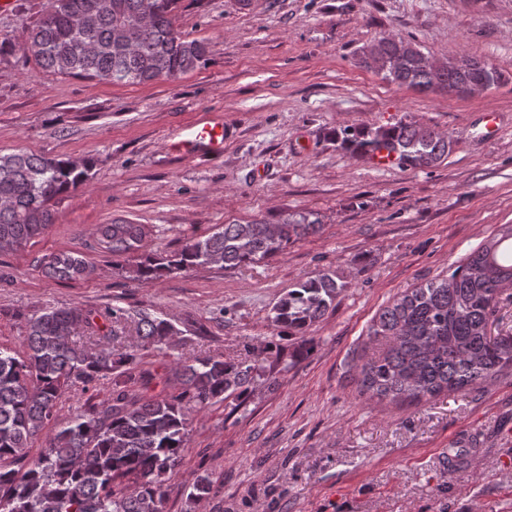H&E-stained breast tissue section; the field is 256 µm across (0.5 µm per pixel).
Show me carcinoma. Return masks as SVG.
I'll use <instances>...</instances> for the list:
<instances>
[{
    "label": "carcinoma",
    "instance_id": "cac0c4a2",
    "mask_svg": "<svg viewBox=\"0 0 512 512\" xmlns=\"http://www.w3.org/2000/svg\"><path fill=\"white\" fill-rule=\"evenodd\" d=\"M179 0H48L30 30L26 50L52 75L104 82L173 80L195 70L208 44L175 27ZM421 46L403 37L382 42L361 64L384 79L420 91H461L472 81L488 87L502 74L485 61L463 55L464 67L427 70ZM341 147L364 157L383 149L398 164L431 168L452 150L449 137L399 121L386 128L347 127L336 134ZM91 165L28 152L0 155V249L18 248L55 223V206L87 184ZM307 216L278 224L248 222L189 238L164 255H146L133 273L140 281L219 265L238 268L269 259L316 232ZM101 249L114 256L133 253L147 236L143 224L113 222L99 229ZM47 277L72 280L88 263L78 251L61 250L41 260ZM347 282L323 272L298 283L272 308L271 322L304 336L333 307ZM512 290V224L441 279L405 291L373 320L368 336L385 349L360 365L362 394L391 403L422 402L442 393H464L512 370V335L491 334L490 320L501 296ZM107 331L95 312L51 308L26 320L23 359L0 348V512H165L164 477L174 473L187 447L192 415L212 402L248 395L263 366L258 359L221 355L178 356L181 389L143 398L129 385L148 388L140 350L167 345L171 323L145 311L108 312ZM135 324L136 341L116 347V326ZM112 376V403L88 402L28 458L30 440L48 428L66 390L93 389ZM212 480L196 476L187 500L210 494Z\"/></svg>",
    "mask_w": 512,
    "mask_h": 512
}]
</instances>
